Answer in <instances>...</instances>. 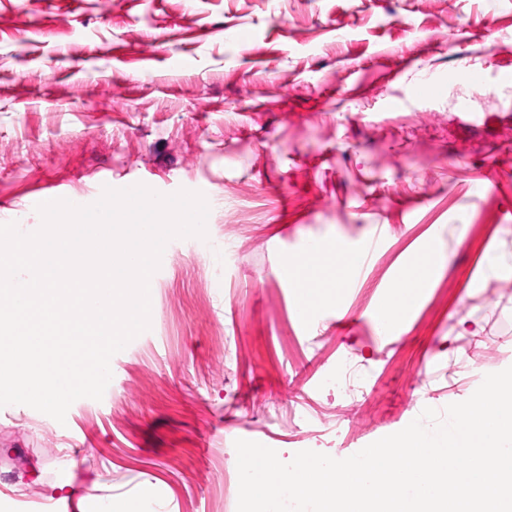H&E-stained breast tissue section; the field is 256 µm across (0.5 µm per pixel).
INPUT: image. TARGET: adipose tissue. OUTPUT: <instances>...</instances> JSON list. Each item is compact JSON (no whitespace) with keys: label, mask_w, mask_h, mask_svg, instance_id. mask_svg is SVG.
I'll return each mask as SVG.
<instances>
[{"label":"adipose tissue","mask_w":512,"mask_h":512,"mask_svg":"<svg viewBox=\"0 0 512 512\" xmlns=\"http://www.w3.org/2000/svg\"><path fill=\"white\" fill-rule=\"evenodd\" d=\"M435 242H427L413 259L402 268V284L393 288L380 309L379 319L384 326H398L415 305L420 293L429 287L438 263ZM360 258L357 253L337 251L334 258L324 259L314 251L302 260H287L286 266L296 281L308 283L317 292L318 298H325L327 286L344 283V272L357 266Z\"/></svg>","instance_id":"adipose-tissue-1"}]
</instances>
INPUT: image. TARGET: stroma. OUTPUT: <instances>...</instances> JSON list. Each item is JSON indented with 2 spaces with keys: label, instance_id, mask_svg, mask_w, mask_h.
<instances>
[{
  "label": "stroma",
  "instance_id": "1",
  "mask_svg": "<svg viewBox=\"0 0 512 512\" xmlns=\"http://www.w3.org/2000/svg\"><path fill=\"white\" fill-rule=\"evenodd\" d=\"M504 68L512 0H0V223L35 232L50 190L77 205L107 186L211 190L206 239L166 245L151 327L112 357L102 400L62 424L0 408V506L100 512L79 494L104 471L151 512H225L214 475L236 440L344 459L511 367ZM432 239L431 286L383 326ZM315 242L367 259L305 317L285 265ZM342 359L365 386L351 403L319 384Z\"/></svg>",
  "mask_w": 512,
  "mask_h": 512
}]
</instances>
